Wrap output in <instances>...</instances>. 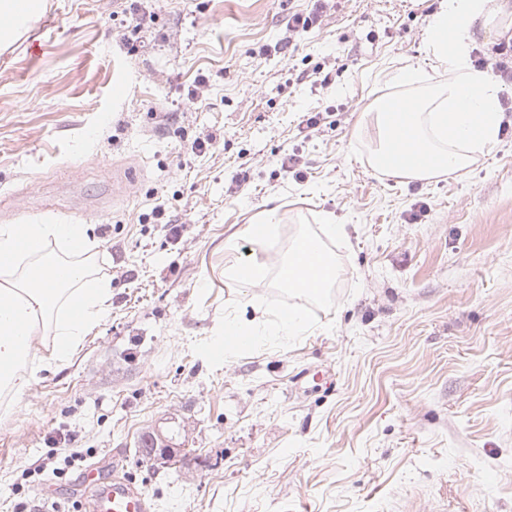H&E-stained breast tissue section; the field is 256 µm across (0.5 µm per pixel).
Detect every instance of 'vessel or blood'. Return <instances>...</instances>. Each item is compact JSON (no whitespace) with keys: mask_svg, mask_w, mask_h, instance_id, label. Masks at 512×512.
Masks as SVG:
<instances>
[{"mask_svg":"<svg viewBox=\"0 0 512 512\" xmlns=\"http://www.w3.org/2000/svg\"><path fill=\"white\" fill-rule=\"evenodd\" d=\"M87 512H153L151 497L128 474L113 471L111 482H102L97 466L83 474Z\"/></svg>","mask_w":512,"mask_h":512,"instance_id":"vessel-or-blood-1","label":"vessel or blood"}]
</instances>
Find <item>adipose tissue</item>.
Listing matches in <instances>:
<instances>
[{
	"mask_svg": "<svg viewBox=\"0 0 512 512\" xmlns=\"http://www.w3.org/2000/svg\"><path fill=\"white\" fill-rule=\"evenodd\" d=\"M504 0H441L428 22L431 76L400 66L392 83L407 91L408 111H393L392 99L375 102L360 131L376 169L393 176L428 180L461 173L498 138L501 88L469 60L477 24L492 29L505 14ZM326 224L323 237L344 235ZM299 232L284 253L278 282L290 293L320 299L339 269L322 239ZM99 243L87 224L0 225V391L21 394L28 380L22 365L38 331L52 334L50 358L68 356L112 304V285L99 274ZM224 275L243 287L264 283L267 264L239 258L224 242ZM309 320L303 308L287 314L260 310L248 322L225 319L224 332L255 346L261 336H296Z\"/></svg>",
	"mask_w": 512,
	"mask_h": 512,
	"instance_id": "1",
	"label": "adipose tissue"
}]
</instances>
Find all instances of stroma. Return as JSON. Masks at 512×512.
Segmentation results:
<instances>
[{
    "mask_svg": "<svg viewBox=\"0 0 512 512\" xmlns=\"http://www.w3.org/2000/svg\"><path fill=\"white\" fill-rule=\"evenodd\" d=\"M45 2L0 49V225H91L112 305L64 361L36 335L30 385L0 394V512H73L110 452L154 512H512V132L431 181L374 170L358 137L400 94L388 66L427 68L439 0H336L293 47L314 0ZM269 208L270 247L247 231ZM327 216L347 235L312 328L207 355L225 318L294 301L226 279L225 239L275 268ZM158 429L161 467L139 452ZM322 2L319 3L317 10L315 13L311 15H304L303 13H295L289 19L287 23V33L284 40L285 46L292 45L297 39H300L304 33L308 32V30L320 21L321 13H323V8H325L328 3L331 1H317Z\"/></svg>",
    "mask_w": 512,
    "mask_h": 512,
    "instance_id": "35a3bbf8",
    "label": "stroma"
}]
</instances>
